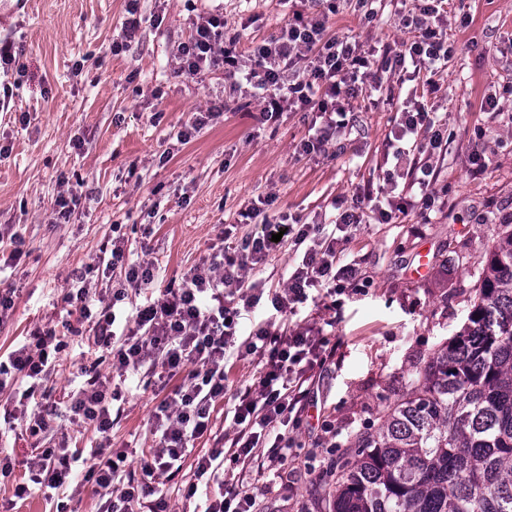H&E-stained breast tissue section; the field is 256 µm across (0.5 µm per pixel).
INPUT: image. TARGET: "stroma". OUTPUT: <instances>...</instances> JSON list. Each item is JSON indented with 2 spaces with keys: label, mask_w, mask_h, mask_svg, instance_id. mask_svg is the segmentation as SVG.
Segmentation results:
<instances>
[{
  "label": "stroma",
  "mask_w": 512,
  "mask_h": 512,
  "mask_svg": "<svg viewBox=\"0 0 512 512\" xmlns=\"http://www.w3.org/2000/svg\"><path fill=\"white\" fill-rule=\"evenodd\" d=\"M327 34L381 45L403 38L390 11L362 19L348 0H334ZM141 26L123 39L129 5ZM465 10L467 29L449 26L457 51L448 62L434 101L453 134L439 161V186L447 202L429 223L415 217L390 224H362L343 245L365 279L360 292L338 296L335 307L300 306L294 328H322L336 347L332 363L317 377L313 404L299 434L301 442L285 477L272 470L237 481L252 495L255 512H325L321 495L334 475L336 447L372 426L378 411L406 391L416 363L427 360L463 324L479 285L482 263L501 226L481 222L489 211L512 213V118L480 111L484 97L512 82V0H448L449 14ZM291 11L283 0H25L0 8V41L12 43L24 75L0 71V248L20 240L23 255L8 282L16 290L13 312L0 322V355L38 327L66 319L65 293L87 288L104 295L109 286L95 265L125 238L126 257L154 262L163 282L178 280L219 243L260 236L263 224H244L240 213L271 198L268 215L287 214L307 223L323 221L334 200L351 198L356 187L377 177L394 130L390 106L355 99L350 132L340 145L303 156L301 141L312 134L315 116L286 112L264 120L257 102L247 101L223 73L202 82L177 73L176 49L190 39L198 17L220 14L241 35L242 50L277 34ZM223 101L222 117L208 122L187 143L174 135L196 112ZM482 141L486 171L470 175L467 157ZM80 197L68 218L55 214L66 189ZM427 275L412 280L419 257ZM111 377L110 361H96L80 337L68 339L42 390L55 405L51 428L33 436L0 407V449L15 459L0 479V512H103L109 490L79 482L66 491L13 499L16 483L29 479L27 459L40 448L63 445L83 452L101 441L65 406L82 367ZM183 376L137 386L127 380L109 435L111 454L127 457L125 479L142 481V466L158 444L152 414ZM227 401L216 404L209 430L195 442L180 472L164 474L167 512H203L206 495L188 496L195 456L228 448L234 436ZM336 427L321 428L322 420Z\"/></svg>",
  "instance_id": "35a3bbf8"
}]
</instances>
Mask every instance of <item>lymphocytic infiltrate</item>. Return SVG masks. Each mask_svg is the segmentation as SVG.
Instances as JSON below:
<instances>
[{"label": "lymphocytic infiltrate", "instance_id": "f902f5d3", "mask_svg": "<svg viewBox=\"0 0 512 512\" xmlns=\"http://www.w3.org/2000/svg\"><path fill=\"white\" fill-rule=\"evenodd\" d=\"M394 2L398 25L408 36L377 48L349 36L326 37L327 15L312 10L310 0H294L292 15L278 36L256 43L246 53L240 49L238 33L226 29L223 18L201 17L193 23L190 40L177 48V71L191 79L224 72L253 89L265 115L293 110L317 113L321 125L302 149L319 150L335 139L338 130L347 128L351 101L363 88L376 91L387 80L402 84L420 79L429 90H436L454 55L446 0ZM395 122L390 168L382 170L377 182L359 186L333 223L298 224L282 217L267 221L266 235L240 238L233 252L213 246L178 287L161 289L157 299L129 314L120 334L114 330V304L124 300L128 289L152 284L156 274L152 262L127 261L123 238H113L104 270L122 269L124 278L113 287L100 315L92 313L96 299L88 289L66 294L64 301L75 321L33 331L6 359H0V393H6L12 404L13 418L27 423L34 433L49 426V411L34 402L35 391L51 359L64 349L65 335H79L81 323L93 322V343L111 355L118 377L157 359L168 376L185 374V382L154 411L160 437L143 466L146 483H118L125 455L112 458L94 450L84 478L111 489L106 512H134L135 505L149 496L155 499L153 512H165L166 502L157 497L150 480L156 473L180 470L189 448L207 432L211 409L226 392L224 364L239 341L261 363V375L234 397L230 458L222 459L217 450L197 456L196 481L188 492L196 494L200 479L220 481L228 466L263 458L287 462L295 445L293 434L307 415L316 370L327 360V340L319 329L297 328L285 335L273 331L267 321L254 326L241 341L238 321L265 297L284 317L308 300L336 297L344 285L355 283L359 268L356 262H343L336 244L339 235H350L356 225L372 220L387 224L413 211L428 219L439 201L435 188L439 174L427 158L447 144L448 124L435 107L418 100L396 106ZM276 233L300 246L301 252L282 291L269 294L262 283L247 282L246 275L266 262L276 247L272 240ZM112 400L106 381L94 374L81 382L67 408L105 435L112 429ZM76 459V452L65 447L41 449L29 462V482L16 484L15 498L26 499L36 485L66 487Z\"/></svg>", "mask_w": 512, "mask_h": 512}]
</instances>
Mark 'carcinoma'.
Instances as JSON below:
<instances>
[{
	"label": "carcinoma",
	"mask_w": 512,
	"mask_h": 512,
	"mask_svg": "<svg viewBox=\"0 0 512 512\" xmlns=\"http://www.w3.org/2000/svg\"><path fill=\"white\" fill-rule=\"evenodd\" d=\"M335 462L329 512H512V225L461 330Z\"/></svg>",
	"instance_id": "obj_1"
}]
</instances>
